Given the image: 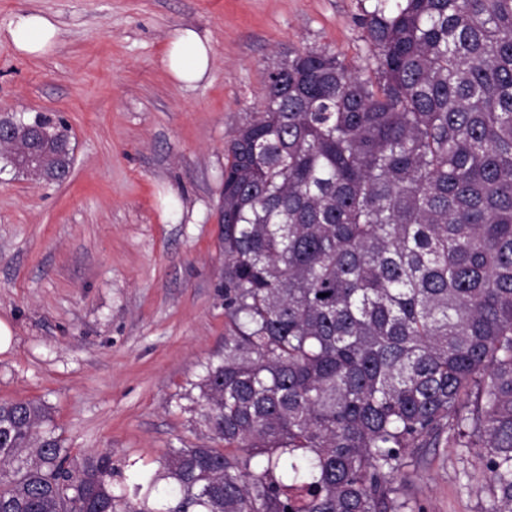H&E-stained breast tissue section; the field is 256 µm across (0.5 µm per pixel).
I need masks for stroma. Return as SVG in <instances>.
<instances>
[{"label": "stroma", "instance_id": "35a3bbf8", "mask_svg": "<svg viewBox=\"0 0 512 512\" xmlns=\"http://www.w3.org/2000/svg\"><path fill=\"white\" fill-rule=\"evenodd\" d=\"M361 0H0V115L70 127L73 166L44 184L0 161V401L39 399L72 453L154 466L203 444L180 410L188 380L224 350L226 143L259 107L268 73L329 48L361 67ZM36 10L53 53L4 32ZM191 27L213 48L193 89L163 58ZM414 512H489L477 448H419L395 482ZM59 28L50 16L41 12H21L9 24L5 36L23 56L41 57L58 45Z\"/></svg>", "mask_w": 512, "mask_h": 512}]
</instances>
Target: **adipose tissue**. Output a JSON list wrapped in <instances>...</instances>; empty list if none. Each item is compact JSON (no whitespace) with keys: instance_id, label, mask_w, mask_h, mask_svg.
<instances>
[{"instance_id":"ef3b65f1","label":"adipose tissue","mask_w":512,"mask_h":512,"mask_svg":"<svg viewBox=\"0 0 512 512\" xmlns=\"http://www.w3.org/2000/svg\"><path fill=\"white\" fill-rule=\"evenodd\" d=\"M59 34L54 19L41 12L17 14L5 31L15 49L28 57L50 54L58 45ZM212 63V47L208 39L190 28L175 31L164 65L176 83L187 88L197 87L208 78Z\"/></svg>"}]
</instances>
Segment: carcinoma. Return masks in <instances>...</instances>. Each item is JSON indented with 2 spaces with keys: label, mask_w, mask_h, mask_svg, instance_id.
Returning <instances> with one entry per match:
<instances>
[{
  "label": "carcinoma",
  "mask_w": 512,
  "mask_h": 512,
  "mask_svg": "<svg viewBox=\"0 0 512 512\" xmlns=\"http://www.w3.org/2000/svg\"><path fill=\"white\" fill-rule=\"evenodd\" d=\"M356 70L268 74L224 164L212 444L115 493L38 400L0 402V512H408L414 449L481 448L512 512V0H372ZM47 181L72 148L43 141Z\"/></svg>",
  "instance_id": "1"
}]
</instances>
